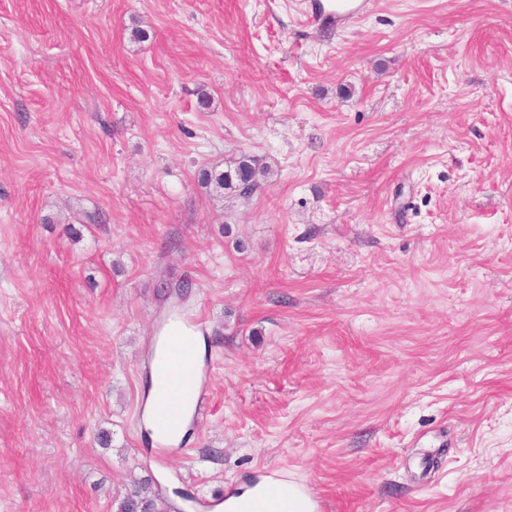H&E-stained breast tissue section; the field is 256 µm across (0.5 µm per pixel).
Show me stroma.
<instances>
[{
  "label": "stroma",
  "mask_w": 512,
  "mask_h": 512,
  "mask_svg": "<svg viewBox=\"0 0 512 512\" xmlns=\"http://www.w3.org/2000/svg\"><path fill=\"white\" fill-rule=\"evenodd\" d=\"M310 2L0 0V512H512V0ZM244 154L250 199L204 182ZM185 325L181 320H171L157 333V336H164L167 345L168 364L171 369L168 382L170 394L191 396L192 403L195 402V410H197L199 398L205 390V384L201 379L192 384L185 382L182 378V373L195 369L193 355L186 345L183 336H168L171 331L178 330L181 326ZM270 479H265L263 481H259L252 486L239 490L238 495H230L224 501V508L221 509V512H241V510L237 507L238 505H247L249 504L260 492L262 487L269 481ZM142 507H146L148 512L168 511L159 494L140 488L123 499L120 512H138Z\"/></svg>",
  "instance_id": "1"
}]
</instances>
